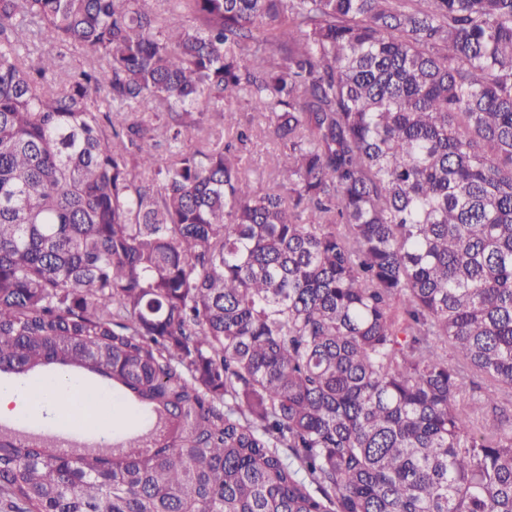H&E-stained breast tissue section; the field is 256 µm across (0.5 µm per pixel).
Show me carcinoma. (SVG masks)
<instances>
[{
  "instance_id": "cac0c4a2",
  "label": "carcinoma",
  "mask_w": 512,
  "mask_h": 512,
  "mask_svg": "<svg viewBox=\"0 0 512 512\" xmlns=\"http://www.w3.org/2000/svg\"><path fill=\"white\" fill-rule=\"evenodd\" d=\"M80 372L0 512H512V0H0V375ZM247 149V156L251 159L253 178L257 179L260 176V183L265 184L270 159L275 153L274 145L268 140V138L258 136L253 139L252 143L248 144Z\"/></svg>"
}]
</instances>
